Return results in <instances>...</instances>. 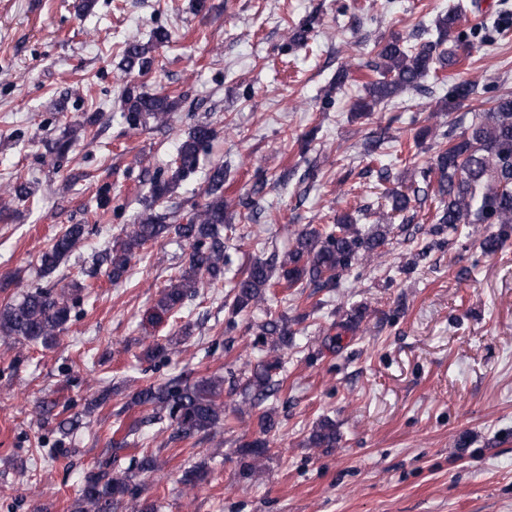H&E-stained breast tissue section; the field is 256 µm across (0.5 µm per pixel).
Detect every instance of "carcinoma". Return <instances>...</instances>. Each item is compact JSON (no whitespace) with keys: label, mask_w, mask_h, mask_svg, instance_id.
<instances>
[{"label":"carcinoma","mask_w":512,"mask_h":512,"mask_svg":"<svg viewBox=\"0 0 512 512\" xmlns=\"http://www.w3.org/2000/svg\"><path fill=\"white\" fill-rule=\"evenodd\" d=\"M461 20L457 11L450 9L435 22L436 37L419 44L408 45L395 39L380 45L377 61L371 65L377 78L365 84L366 97L357 104V111L371 112L383 102H389L401 93L421 86L437 64L457 63L455 48L462 40L456 31ZM168 40V33L158 29L146 43L128 42L122 51L118 68L131 74L147 72L154 61L152 53ZM477 83L463 80L451 88L448 96L439 101L432 114L448 113L476 94ZM181 103L165 91L148 93L128 87L121 97V114L131 129L151 124L167 127ZM94 120L78 123L62 136L46 143L49 154L62 156L78 139V132L86 130ZM433 136L436 151L431 163L417 170L426 186L436 177L431 201L435 203L434 225L431 233L440 236L455 230L460 224H500L512 228V94L500 95L490 106L475 115L469 124L450 127L441 133L425 127L414 135V147ZM215 130L208 122L198 121L188 127L180 141L176 157L168 164L167 175L150 178L149 196L137 222L121 229L106 249L107 266L104 275L112 283L123 280L130 266L149 244L170 234L177 236L187 249V259L176 275L159 292L151 320L162 322L177 319L187 301L199 295V290L224 278L229 246L225 231L233 230L235 216L230 203L224 199V165L213 166L205 179L202 201L196 203L185 221L167 223V216L157 210L160 201L171 197L181 182L196 172L201 152L214 139ZM420 188L409 195L399 190L383 193L384 205H367L358 209L363 216H378L380 226L368 233L358 227L357 219L346 212L336 223L322 228L308 226L295 237L283 256L268 260L256 259L242 272L229 294L231 317L225 331L234 329L240 313L261 306L270 289L334 288L345 276L359 269L382 263L384 246L393 230L394 219L402 217L401 226L414 221L406 215L411 197L418 196ZM37 193L36 182L17 180L5 186L4 202L0 203V220L10 219L17 206L29 202ZM84 224H69L56 234L38 259L40 277L46 278L60 267L86 239ZM505 233L481 237L479 248L484 255L499 252ZM88 286L75 281L69 291L33 286L20 298L0 306V336L28 343L53 344L71 318L72 308L79 293ZM297 331L288 318L271 317L256 325L255 344L268 348V355L251 370L243 386V399L259 409L257 428L261 437L242 443L239 449L241 472L251 475L259 461L268 452L264 436L270 434L277 421L274 409L265 408L282 383L277 375L284 370V350L292 346ZM221 378H204L190 383L181 377H172L155 385L149 384L135 392L131 405L149 407L154 421L166 420L177 437L188 439L207 435L224 419L225 407L220 402L224 391ZM140 422L128 424L121 439L112 440L95 466L84 476L80 507L76 512H112L115 506L129 501L136 512H155V506L140 501V485L131 475L112 473L119 452L129 445L128 438L139 434ZM339 440L336 423L324 418L313 428L308 444L312 448H334Z\"/></svg>","instance_id":"cac0c4a2"}]
</instances>
